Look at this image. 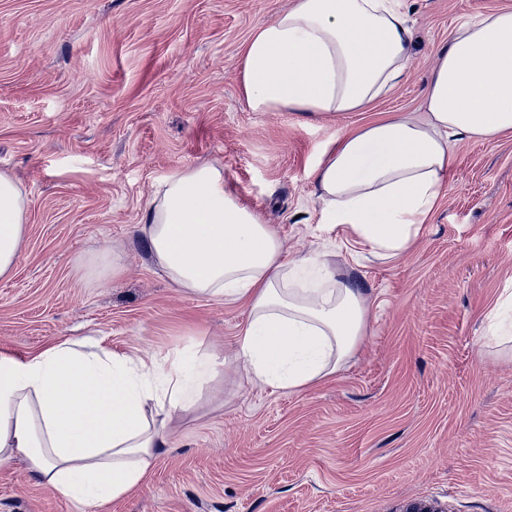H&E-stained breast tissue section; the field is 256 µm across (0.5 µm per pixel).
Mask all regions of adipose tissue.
I'll use <instances>...</instances> for the list:
<instances>
[{
	"label": "adipose tissue",
	"instance_id": "obj_1",
	"mask_svg": "<svg viewBox=\"0 0 512 512\" xmlns=\"http://www.w3.org/2000/svg\"><path fill=\"white\" fill-rule=\"evenodd\" d=\"M400 0H294L245 44L241 91L253 112H356L404 77L414 53ZM424 117L393 114L337 132L313 168L324 223L383 257L420 236L448 182L452 146L512 131V9L456 25L431 72ZM26 198L0 173V277L24 236ZM138 232L151 259L187 293L245 302L233 357L184 350L162 360L83 339L0 354V466L27 461L68 500L95 505L137 488L170 444V423L199 408L228 360L249 379L300 390L333 373L367 328L360 288L318 255L285 260L259 214L228 192L212 164L158 181ZM103 283L122 258L107 246L77 257Z\"/></svg>",
	"mask_w": 512,
	"mask_h": 512
}]
</instances>
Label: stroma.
Masks as SVG:
<instances>
[{"label": "stroma", "instance_id": "stroma-1", "mask_svg": "<svg viewBox=\"0 0 512 512\" xmlns=\"http://www.w3.org/2000/svg\"><path fill=\"white\" fill-rule=\"evenodd\" d=\"M292 3L0 0V172L28 199L0 279V353L64 339L144 358L231 353L247 307L174 286L137 233L156 183L204 163L274 225L286 259L325 255L369 305L355 351L305 389L225 368L130 494L79 505L19 460L0 467V512H512V342L487 335L512 292V133L455 143L421 236L393 258L323 223L312 176L336 131L422 111L452 29L512 0H403V80L319 120L253 112L240 95L245 42ZM102 243L124 269L90 285L75 260Z\"/></svg>", "mask_w": 512, "mask_h": 512}]
</instances>
